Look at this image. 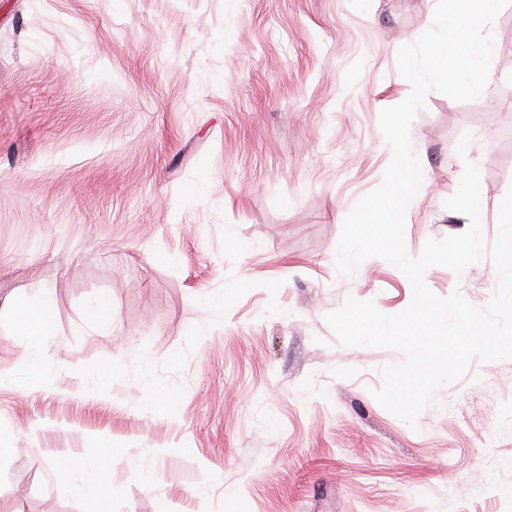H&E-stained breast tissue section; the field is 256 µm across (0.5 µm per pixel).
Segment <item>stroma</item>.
Wrapping results in <instances>:
<instances>
[{"label": "stroma", "instance_id": "35a3bbf8", "mask_svg": "<svg viewBox=\"0 0 512 512\" xmlns=\"http://www.w3.org/2000/svg\"><path fill=\"white\" fill-rule=\"evenodd\" d=\"M435 7L0 0V305L50 292L55 330L45 389L0 384V512H86L59 459L98 460L114 512H512V360L473 361L410 426L373 397L401 354L342 346L325 321L350 297L389 315L412 299L397 267L345 276L335 253L391 161L380 112L411 92L398 50ZM489 30L495 85L430 93L412 124L430 179L406 212L411 257L467 230L444 202L468 161L497 235L512 5ZM424 281L483 309L498 273L486 256Z\"/></svg>", "mask_w": 512, "mask_h": 512}]
</instances>
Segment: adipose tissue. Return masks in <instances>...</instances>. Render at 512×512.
<instances>
[{
  "instance_id": "1",
  "label": "adipose tissue",
  "mask_w": 512,
  "mask_h": 512,
  "mask_svg": "<svg viewBox=\"0 0 512 512\" xmlns=\"http://www.w3.org/2000/svg\"><path fill=\"white\" fill-rule=\"evenodd\" d=\"M50 295H43L38 303L11 304L9 312L18 335L23 336L29 351L30 363L11 378L13 384L26 389L45 387L49 372L42 363L47 342L53 334V327L46 315ZM55 474L59 480H69L73 471L81 473V492L89 506V512H112L104 503V479L97 461L84 462L81 467H73L65 461L56 462Z\"/></svg>"
}]
</instances>
